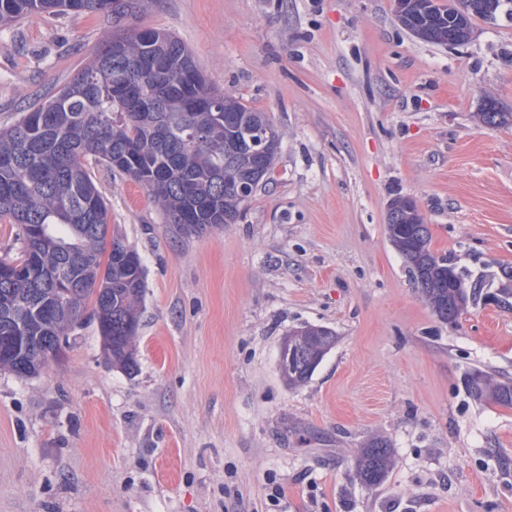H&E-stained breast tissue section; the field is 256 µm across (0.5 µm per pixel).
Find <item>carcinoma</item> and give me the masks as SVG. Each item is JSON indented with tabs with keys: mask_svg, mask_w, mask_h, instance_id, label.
I'll return each instance as SVG.
<instances>
[{
	"mask_svg": "<svg viewBox=\"0 0 512 512\" xmlns=\"http://www.w3.org/2000/svg\"><path fill=\"white\" fill-rule=\"evenodd\" d=\"M406 0L396 15L421 40L461 45L472 20L492 16L500 0ZM140 0H0V24L48 13H106L118 22L133 16ZM163 45L134 26L117 28L89 64L60 91L36 104L17 123L0 130V221L16 224L14 253L0 257V336L22 321V335L38 342L67 332L87 315L98 325L112 365L136 370L134 341L145 296L138 254L109 234V209L93 181L90 162L116 166L144 186L168 224L204 230L235 223L243 202L224 188L254 165L245 151L228 148L262 134L266 153L259 167L271 175L282 134L264 112L225 96L224 111L206 108L211 87L185 44L164 33ZM122 43L120 55L112 45ZM152 112L166 119L165 136ZM481 123L501 127L512 114L489 105ZM390 242L402 255L420 297L433 314L454 324L475 304L483 277L472 278L430 250V232L416 204L393 201L387 214ZM329 328L303 326L284 340L294 345L281 374L290 388L313 376L327 351ZM468 394L512 407V377L482 370L467 374ZM395 464L388 440L370 438L355 458L356 475L379 486Z\"/></svg>",
	"mask_w": 512,
	"mask_h": 512,
	"instance_id": "1",
	"label": "carcinoma"
}]
</instances>
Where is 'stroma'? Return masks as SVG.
I'll use <instances>...</instances> for the list:
<instances>
[{
  "label": "stroma",
  "instance_id": "1",
  "mask_svg": "<svg viewBox=\"0 0 512 512\" xmlns=\"http://www.w3.org/2000/svg\"><path fill=\"white\" fill-rule=\"evenodd\" d=\"M209 83L283 134L236 223H166L122 172L93 173L145 270L134 374L96 321L29 379L0 370V512H512V408L473 400L476 369L512 376V306L455 325L420 298L387 212L416 201L431 250L497 282L512 267V0L436 45L395 0H152ZM114 22L48 14L0 26V128L58 92ZM338 339L291 389L282 338ZM375 435L396 464L362 485ZM279 501H271L272 484Z\"/></svg>",
  "mask_w": 512,
  "mask_h": 512
}]
</instances>
